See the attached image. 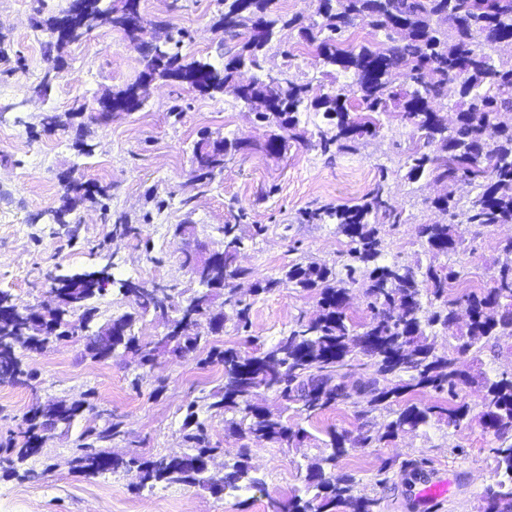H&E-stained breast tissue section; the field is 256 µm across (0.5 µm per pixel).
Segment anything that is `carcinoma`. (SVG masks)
<instances>
[{
    "label": "carcinoma",
    "instance_id": "cac0c4a2",
    "mask_svg": "<svg viewBox=\"0 0 512 512\" xmlns=\"http://www.w3.org/2000/svg\"><path fill=\"white\" fill-rule=\"evenodd\" d=\"M85 13L69 19L68 32L56 35L61 15L39 22L51 35L44 44L48 57L64 45L78 43L101 28L123 30V8L130 0H88ZM318 0L314 14L307 18H287L278 13L276 0H219L224 11L215 25L221 32L217 58H197L183 53L186 31L161 25L162 36L143 49L146 56L162 62L154 77L167 80L175 72L197 77L199 92L210 96L231 93L248 104L260 122H276L291 129L300 124V114L322 113L327 130L318 132L324 154L340 152L376 134L377 115L395 114L413 125L420 143L408 156V178L427 177L434 182L467 180L479 189L462 210L468 224H512V62L498 58L502 45L512 44V0ZM363 25L372 35L384 34L383 41L345 44L344 32ZM297 32L314 48L316 57L336 76L330 91L310 97V83L295 82L282 72L273 77L254 78L246 87L238 85L243 67L262 70L266 49L282 30ZM405 81L394 84L395 75ZM351 82H339V76ZM457 87L456 123L448 127L447 114L434 104L447 97L448 84ZM357 104L347 105L350 96ZM245 143L208 132L194 144L192 158L195 179L210 184L224 172L225 158L243 149ZM288 141L277 135L253 145L268 156L288 152ZM109 198L108 189L97 184L71 180L66 185L59 217L73 212L87 200ZM444 219L421 228L427 249L436 254L455 253L462 236L448 224L456 218L459 202L452 192L430 201ZM327 216L336 220L340 233L350 240L344 264L346 278L336 279L325 264L291 265L281 278L255 282V292L269 293L283 284L318 291V313L302 319L269 345H260L247 354L228 347L213 348L205 362L224 366L222 387L212 394L209 408L230 413L229 429L241 439L286 444L296 447L308 433L294 429L282 413L254 402L261 390L270 391L309 417L331 407L346 404L357 396L366 402L362 415L380 409L405 392L430 389L448 395L447 403L408 404L395 412L382 434L361 427L355 437L329 432L326 447L331 453L306 468L304 493L294 491L284 501L272 499L270 512H381V498L357 489L351 474L336 475V460L347 446L368 448L407 430H417L431 421H446L454 428L469 415L465 404L455 405L461 385L477 383L484 394L479 420L495 440L496 480L482 495L481 512H512V373L473 375L461 367L460 358L478 360L486 348H495L505 338L512 339V240L502 247L505 261L491 277L492 285L471 291L460 300L450 294L460 279L451 267L423 268L393 261L383 263L382 243L372 221H399L379 182L365 202L315 212L313 219ZM224 251L198 269L195 280L223 286L221 294L188 298L167 289L158 298L136 293L129 280L120 281V292L130 311L95 323L98 307L92 300L104 295L114 281L100 269L70 274L67 292L59 294L56 307L46 315L50 331L44 336L27 334L28 312L12 294L0 291V381L18 382L32 377L18 353L20 349L43 351L62 341L84 340L85 351L102 359L117 347L131 355L138 368L148 366L154 352H194L208 342L200 334V321L212 319L210 334L224 330L232 309L234 325L247 329L250 304L238 298L231 280L250 275L236 265V253L246 230L226 224ZM361 284L369 299V321L356 324L346 312L348 287ZM441 300L439 308L422 314V298ZM222 302H217V299ZM470 311L467 330L454 334V355L438 353L428 342L436 327L451 330L459 302ZM169 316L174 330L155 344L142 345L133 331L139 317ZM362 355L370 372L361 374L352 361ZM195 404L189 403L183 422V440L189 451L179 455L144 458H113L102 450L121 433L120 423L97 414L80 435L72 460L74 468L86 476L123 470L135 479L138 490L166 485L202 486L212 494L228 490L264 491L263 482L251 475L250 448L238 450L231 470L222 476L209 474L205 458L213 452L207 446L205 426L198 421ZM92 411L83 402L58 401L35 405L25 415L26 430L19 447L6 449L12 473H18L30 457L39 453L46 439L57 431L67 432L77 418ZM241 418H235V415ZM103 424H97L98 420Z\"/></svg>",
    "mask_w": 512,
    "mask_h": 512
}]
</instances>
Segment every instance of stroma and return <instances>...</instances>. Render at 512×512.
<instances>
[{"mask_svg": "<svg viewBox=\"0 0 512 512\" xmlns=\"http://www.w3.org/2000/svg\"><path fill=\"white\" fill-rule=\"evenodd\" d=\"M68 2L0 0V291L23 305L42 304L50 299L51 276L107 265L115 282L95 300L105 320L129 309L119 281L154 280L190 291L191 275L181 265L185 249L201 244L221 248L224 225L258 224L261 233L246 240L238 256L239 265L253 275L236 283L239 295L251 305V325L244 332L228 322L223 332L209 337L210 346L249 352L254 343H272L300 316H312L318 301L316 292L290 286L258 295L255 280L279 277L291 264L311 262L327 264L337 277H344L348 238L337 231L335 221H311L307 214L359 203L381 179L392 205L402 213L400 223L377 226L383 261L454 266L461 273L454 289L458 295L489 285L503 258L501 244L512 238V224L481 226L455 218L464 239L461 249L448 256L429 253L420 229L438 220L429 201L444 187L406 179L405 163L418 142L410 123L381 117L376 136L330 158L317 145L324 122L310 112L300 124L304 139L292 142L287 155L278 159L255 149L278 133L276 124L257 122L232 95L210 97L164 82L149 86L141 110L115 112L96 122L73 113V106L95 104L108 91L135 81L144 66L142 52L115 29L66 45L49 95L36 96L34 88L50 65L44 54L50 34L37 23L64 10ZM140 10L147 22L144 40L157 37L156 23L165 20L188 32L187 53L213 54L219 38L213 28L220 12L217 0H140ZM288 51L293 54L289 60L284 57ZM264 68L311 83L317 93L330 85L318 58L294 35L270 45ZM48 111L62 121L51 133L40 125ZM205 130L247 140L252 147L232 156L223 174L202 187L194 179L192 150ZM82 134L93 146L91 154L74 146ZM68 178L107 186L110 197L102 205L85 202L61 224L55 213ZM119 221L138 227V236L115 234ZM184 222L193 224L192 234L175 235V226ZM207 355V349L184 358L165 355L141 369L120 353L93 359L80 341L26 352L31 383H0V443L19 436L33 405L83 401L111 411L122 422L125 434L113 442L112 454H180L186 450L182 424L192 403L217 450L210 471L223 474L241 442L226 429L223 414L208 408L211 393L223 382L224 368L207 362ZM482 396L478 385L461 386L457 400L471 412L459 428L435 422L373 448L349 449L337 460V473L354 474L361 490L381 496L382 512H424L415 491L435 470L452 482L437 512H478L494 468V439L478 420ZM437 400L430 390L407 393L363 420L358 417L364 407L360 400L310 420L288 410L285 419L306 429L308 440L297 448L254 444L249 464L263 480V491L225 496L198 486L166 484L138 491L132 477L121 471L94 477L75 472L71 461L86 425L81 419L68 433L46 440L26 462L28 476L0 467V512H269V499L287 498L303 487L307 464L326 453L327 431L353 433L366 424L381 432L404 404ZM388 459L394 462L388 482L377 486L378 470Z\"/></svg>", "mask_w": 512, "mask_h": 512, "instance_id": "obj_1", "label": "stroma"}]
</instances>
